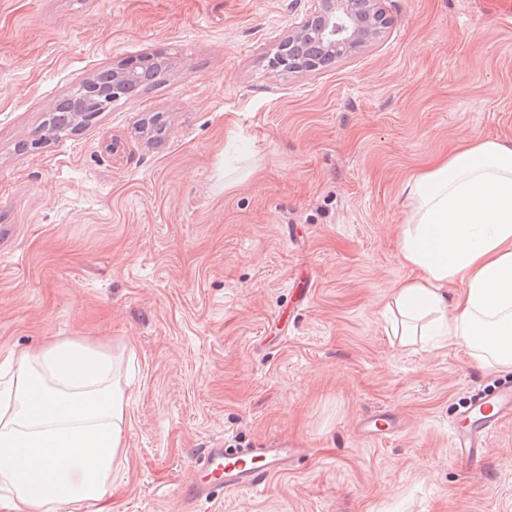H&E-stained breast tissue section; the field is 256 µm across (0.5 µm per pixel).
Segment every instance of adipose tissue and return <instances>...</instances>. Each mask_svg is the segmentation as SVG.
Returning a JSON list of instances; mask_svg holds the SVG:
<instances>
[{"label":"adipose tissue","mask_w":512,"mask_h":512,"mask_svg":"<svg viewBox=\"0 0 512 512\" xmlns=\"http://www.w3.org/2000/svg\"><path fill=\"white\" fill-rule=\"evenodd\" d=\"M397 336L512 368V142L473 138L404 186ZM0 382V502L96 512L125 462L121 359L75 340L12 351Z\"/></svg>","instance_id":"ef3b65f1"}]
</instances>
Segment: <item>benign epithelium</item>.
Wrapping results in <instances>:
<instances>
[{"instance_id":"benign-epithelium-1","label":"benign epithelium","mask_w":512,"mask_h":512,"mask_svg":"<svg viewBox=\"0 0 512 512\" xmlns=\"http://www.w3.org/2000/svg\"><path fill=\"white\" fill-rule=\"evenodd\" d=\"M382 2L312 0L308 13L289 25L269 50L270 71L321 70L372 44L388 24ZM137 73L136 69H112V100L120 98Z\"/></svg>"}]
</instances>
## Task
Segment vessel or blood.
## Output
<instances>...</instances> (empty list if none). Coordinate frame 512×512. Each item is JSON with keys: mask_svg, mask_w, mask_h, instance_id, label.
<instances>
[{"mask_svg": "<svg viewBox=\"0 0 512 512\" xmlns=\"http://www.w3.org/2000/svg\"><path fill=\"white\" fill-rule=\"evenodd\" d=\"M511 417V381L481 390L458 409L451 438L453 452L470 459L479 457L502 421ZM399 426V417L391 412L369 414L358 421L360 433L373 438L391 435ZM292 454L284 444L276 448L220 445L204 449L195 461L196 477L183 487L182 498L203 506L216 503L224 492L255 488L260 478L287 471Z\"/></svg>", "mask_w": 512, "mask_h": 512, "instance_id": "1", "label": "vessel or blood"}]
</instances>
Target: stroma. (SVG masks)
<instances>
[{
  "label": "stroma",
  "instance_id": "35a3bbf8",
  "mask_svg": "<svg viewBox=\"0 0 512 512\" xmlns=\"http://www.w3.org/2000/svg\"><path fill=\"white\" fill-rule=\"evenodd\" d=\"M309 6L0 0V353L129 358L112 512H186L224 439L297 453L215 512H512V418L482 459L451 450L458 407L512 370L401 343L385 309L406 180L460 140L512 141V9L384 0L373 44L271 75ZM147 56L165 65L148 90L42 136L85 81ZM380 410L399 431L359 435Z\"/></svg>",
  "mask_w": 512,
  "mask_h": 512
}]
</instances>
